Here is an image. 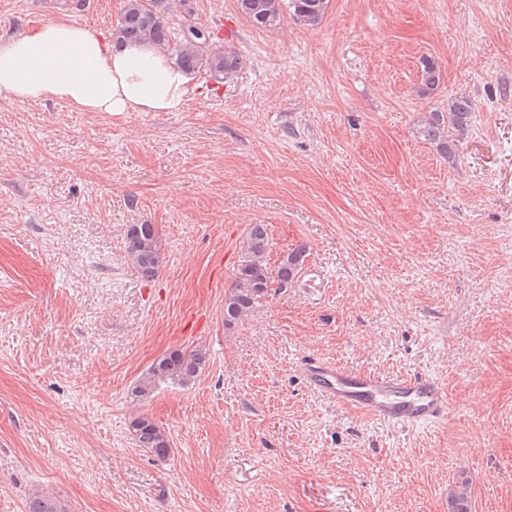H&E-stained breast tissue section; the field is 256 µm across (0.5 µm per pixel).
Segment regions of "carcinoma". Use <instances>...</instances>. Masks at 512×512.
Here are the masks:
<instances>
[{
  "mask_svg": "<svg viewBox=\"0 0 512 512\" xmlns=\"http://www.w3.org/2000/svg\"><path fill=\"white\" fill-rule=\"evenodd\" d=\"M299 23L315 27L322 21L329 0H237L239 12L255 27L272 29L279 25L283 2ZM173 8L171 0H126V5L112 29L113 42L148 41L175 57L178 67L186 71H205L217 79L231 80L241 69L239 55L217 46L212 32L197 25H184L174 32L165 15ZM442 73L435 62L425 60L419 72L418 92L426 96L440 86ZM474 103L456 96L448 99V111L431 112L419 125L418 138L435 148L449 164H455L458 154V132H463L472 119ZM125 249L130 265L144 280L154 279L160 268L164 248L153 224L129 225ZM269 236L266 225L253 224L243 240L240 264L234 279L224 292V327L232 329L249 319L269 297L272 288H286L298 276L307 255L305 244L284 253L275 265L268 262ZM208 361L202 349H175L157 360L138 380L131 391L132 398L145 402L152 398L158 384L170 381L181 386L196 382ZM131 434L136 445L164 461L170 455L169 438L151 417L136 416L131 422ZM471 487L461 476L452 492V512H470ZM26 512H65L61 502L48 494L29 496Z\"/></svg>",
  "mask_w": 512,
  "mask_h": 512,
  "instance_id": "carcinoma-1",
  "label": "carcinoma"
}]
</instances>
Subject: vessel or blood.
<instances>
[{"label":"vessel or blood","instance_id":"b4317fda","mask_svg":"<svg viewBox=\"0 0 512 512\" xmlns=\"http://www.w3.org/2000/svg\"><path fill=\"white\" fill-rule=\"evenodd\" d=\"M300 372L330 403L396 427L433 425L448 415L447 387L425 374L360 372L317 357L303 360Z\"/></svg>","mask_w":512,"mask_h":512}]
</instances>
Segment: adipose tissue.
I'll use <instances>...</instances> for the list:
<instances>
[{
    "mask_svg": "<svg viewBox=\"0 0 512 512\" xmlns=\"http://www.w3.org/2000/svg\"><path fill=\"white\" fill-rule=\"evenodd\" d=\"M189 77L154 44L114 45L65 20L0 41V93L86 112H176Z\"/></svg>",
    "mask_w": 512,
    "mask_h": 512,
    "instance_id": "adipose-tissue-1",
    "label": "adipose tissue"
}]
</instances>
